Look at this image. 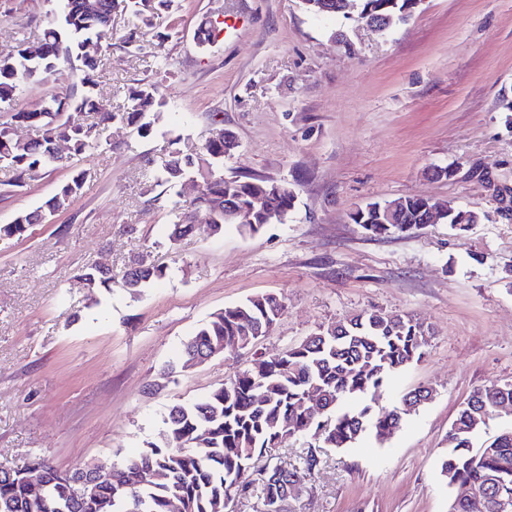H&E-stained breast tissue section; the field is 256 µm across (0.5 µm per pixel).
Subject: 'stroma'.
Here are the masks:
<instances>
[{"instance_id":"35a3bbf8","label":"stroma","mask_w":512,"mask_h":512,"mask_svg":"<svg viewBox=\"0 0 512 512\" xmlns=\"http://www.w3.org/2000/svg\"><path fill=\"white\" fill-rule=\"evenodd\" d=\"M51 9V0H0V54L35 40ZM175 14L176 29L157 19L138 51L120 40L127 14L99 36V89L113 111L131 88L159 85L167 109L153 133L106 126L105 147L81 161L94 175L69 206L0 237V466L41 455L70 471L131 457L161 441L172 405L195 402L257 356L346 317L396 311L434 334L369 404L391 408L422 385L433 399L384 440L368 432L339 449L288 438L279 463L312 449L322 469L282 512H448L440 462L457 411L474 388L512 380V219L495 198L512 189V112L502 107L512 100V0H421L383 34L312 16L300 0H177ZM220 15L227 32L198 45L199 22ZM78 83L66 71L23 87L0 104V122ZM220 130L238 143L225 175L285 181L294 207L256 234L229 225L215 235L200 221L170 245L172 204H189L196 188L187 178L152 188L145 174L172 149L199 153ZM70 174L50 168L14 187L0 167V224ZM408 195L484 219L376 237L350 219ZM138 261L169 274L135 297L102 289L94 304L75 279L89 262L118 277ZM262 294L286 304L269 335L164 376L212 313Z\"/></svg>"}]
</instances>
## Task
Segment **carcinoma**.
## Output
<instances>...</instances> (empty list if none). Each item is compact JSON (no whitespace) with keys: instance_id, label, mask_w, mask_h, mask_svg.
<instances>
[{"instance_id":"carcinoma-1","label":"carcinoma","mask_w":512,"mask_h":512,"mask_svg":"<svg viewBox=\"0 0 512 512\" xmlns=\"http://www.w3.org/2000/svg\"><path fill=\"white\" fill-rule=\"evenodd\" d=\"M96 15L87 12L86 0H59L58 9L42 28L37 41L17 43L0 55V102L12 101L24 86L42 83L62 73V66L77 62L82 78L80 87L65 96H46L30 110H21L0 123V165L21 183L61 164L51 134H68L72 174L59 185L43 205L15 216L0 225V234H22L27 226L41 224L44 218L64 210L80 193L89 170L78 166L90 149L97 146L102 127L119 121L136 128L141 137L152 133L144 121L153 113L160 117L166 100L154 83L132 89L124 112L112 111L109 100L99 91L98 69L101 51L92 47L95 30L117 11L133 15L138 24L128 29L122 42L134 45L140 30L173 10V0H96ZM302 7L315 17L356 12L361 24L372 22L374 31L384 33L412 15L413 0H301ZM221 28L210 20L195 31L198 45L217 36ZM92 116L88 123L80 116ZM21 126L36 127L41 139L22 140L15 134ZM237 148L225 138L206 142L196 157L174 151L162 168L152 172L154 184H176L186 169L199 177L200 190L189 203L193 217L224 233V210L234 207L243 213L242 226L250 233L279 223L294 207L295 192L288 183L274 178L242 175L226 176L224 157ZM396 205L395 223L386 222V204L374 202L359 207L351 220L367 233L378 236L407 232L426 223L430 211L441 208L440 221L465 227L477 224L482 216L442 204L430 198L406 196L392 200ZM167 274L162 265H144L135 272L137 281L122 278L119 286L137 294L155 279ZM83 284L94 290L112 287V276L89 263L78 273ZM283 300L275 295L254 296L242 303L211 314L183 346L181 360L214 353L215 347L245 348L258 340L251 328L264 325L284 313ZM432 331L403 313L364 312L340 320L312 333L275 358H256L250 367L224 381L220 387L190 404L172 406L165 418L166 431L159 443L150 442L137 456L117 463H104L94 484L80 491L76 482L86 477L77 468L70 472L51 471L43 491V501L32 500L28 473L45 458L33 457L21 469H0V512H49L47 507L63 504L66 512H168L169 500L183 501L185 512H224L228 497L257 499L259 512H274L283 481L271 450L285 442V433H311L324 448H350L367 431L379 439L386 429L397 426L416 412L406 408L414 401L408 392L398 403L375 412L364 403L370 393L379 391L394 374L421 359ZM512 399V385L491 382L473 390L475 401L459 409L453 421L456 432L448 439L440 473L447 486L468 484L477 493L474 507L458 504L454 512H512V427L483 448L474 440L486 424L492 403L501 390ZM325 401L330 408L321 412L304 404L308 395ZM331 422L321 420L323 414ZM320 470V459L312 451L301 457L298 471L312 477Z\"/></svg>"}]
</instances>
